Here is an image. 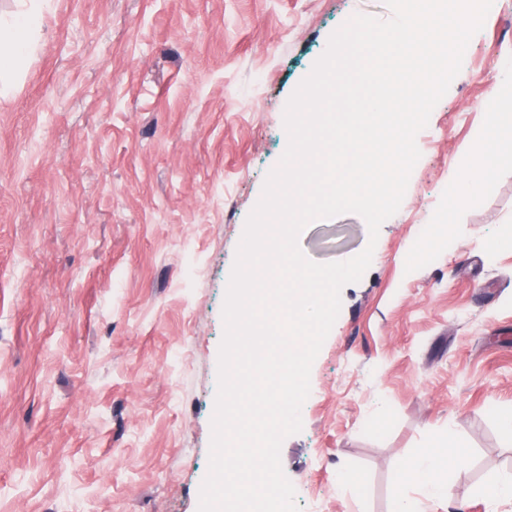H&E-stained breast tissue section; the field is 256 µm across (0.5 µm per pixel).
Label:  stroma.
<instances>
[{
	"mask_svg": "<svg viewBox=\"0 0 512 512\" xmlns=\"http://www.w3.org/2000/svg\"><path fill=\"white\" fill-rule=\"evenodd\" d=\"M353 14L392 16L384 0H50L0 98V512H198L237 247L288 147L286 103ZM509 56L499 0L377 241L355 213L299 234L318 263L375 246L281 446L299 512H392L438 437L467 460L424 512H512L481 494L512 477V167L447 246L402 262Z\"/></svg>",
	"mask_w": 512,
	"mask_h": 512,
	"instance_id": "35a3bbf8",
	"label": "stroma"
}]
</instances>
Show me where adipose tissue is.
Listing matches in <instances>:
<instances>
[{"label":"adipose tissue","instance_id":"ef3b65f1","mask_svg":"<svg viewBox=\"0 0 512 512\" xmlns=\"http://www.w3.org/2000/svg\"><path fill=\"white\" fill-rule=\"evenodd\" d=\"M43 0H16L13 12L0 13V94L6 93L8 79L21 58L36 47V21L42 15ZM489 120L478 126L468 145L455 157L448 184V206L436 213L415 247L405 259L413 265L427 256L433 245L443 244L448 226L454 223L459 206L476 204L487 181L488 166L512 163V73L489 93ZM463 451L436 440L413 457L402 471L394 489V512H422L426 498L448 496V477L462 467Z\"/></svg>","mask_w":512,"mask_h":512}]
</instances>
